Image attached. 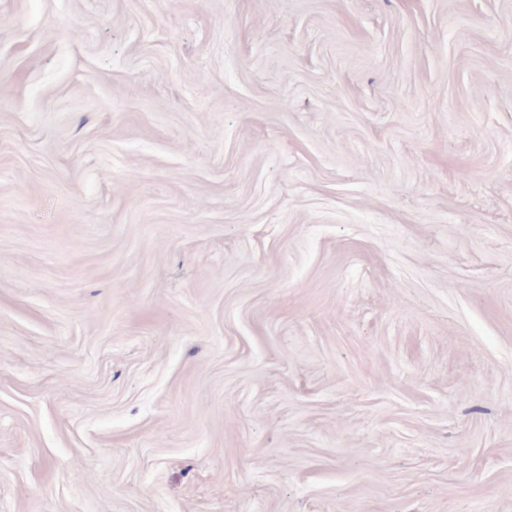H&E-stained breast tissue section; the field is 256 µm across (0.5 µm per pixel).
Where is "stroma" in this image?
Returning a JSON list of instances; mask_svg holds the SVG:
<instances>
[{
  "label": "stroma",
  "instance_id": "stroma-1",
  "mask_svg": "<svg viewBox=\"0 0 512 512\" xmlns=\"http://www.w3.org/2000/svg\"><path fill=\"white\" fill-rule=\"evenodd\" d=\"M0 512H512V0H0Z\"/></svg>",
  "mask_w": 512,
  "mask_h": 512
}]
</instances>
